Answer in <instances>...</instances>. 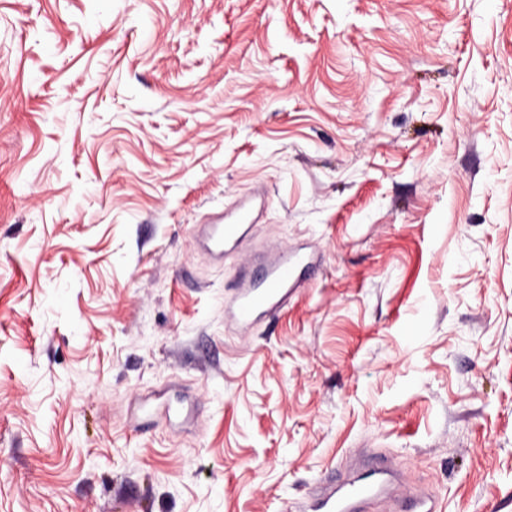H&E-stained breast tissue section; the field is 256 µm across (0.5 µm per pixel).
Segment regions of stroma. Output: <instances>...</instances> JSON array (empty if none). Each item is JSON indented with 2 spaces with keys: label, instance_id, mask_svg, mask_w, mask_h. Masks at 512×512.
Returning <instances> with one entry per match:
<instances>
[{
  "label": "stroma",
  "instance_id": "35a3bbf8",
  "mask_svg": "<svg viewBox=\"0 0 512 512\" xmlns=\"http://www.w3.org/2000/svg\"><path fill=\"white\" fill-rule=\"evenodd\" d=\"M372 446L512 512V0H0V512H288ZM251 207L241 206L235 219L228 220L224 216V223L215 222L196 225V241L215 260L223 261L224 255L237 249L244 235L253 224ZM313 265L298 249L283 247L263 258L256 272L245 273L227 286L233 292L228 316L240 330L258 318L276 312L288 300L290 288H300Z\"/></svg>",
  "mask_w": 512,
  "mask_h": 512
}]
</instances>
